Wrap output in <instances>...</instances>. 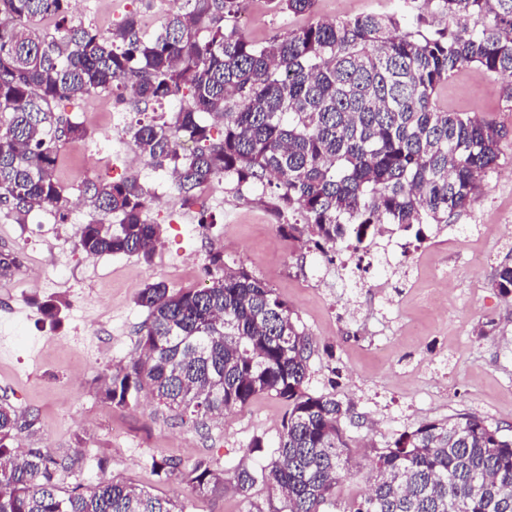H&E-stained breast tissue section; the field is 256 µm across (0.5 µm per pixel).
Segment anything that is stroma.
Instances as JSON below:
<instances>
[{"instance_id": "stroma-1", "label": "stroma", "mask_w": 512, "mask_h": 512, "mask_svg": "<svg viewBox=\"0 0 512 512\" xmlns=\"http://www.w3.org/2000/svg\"><path fill=\"white\" fill-rule=\"evenodd\" d=\"M169 7L168 0H87L74 18L104 30L137 10L150 31ZM400 7L401 0H316L314 16L342 20ZM298 23L275 13L270 0H248L239 28L264 43ZM510 87L512 77L471 66L436 94L438 105L508 131L480 193L448 220L446 233L458 236L457 247L439 251L428 241L408 248L405 257L373 264L361 278L285 239L259 203L269 188L228 179L187 206L167 172L143 161L126 165L131 127L169 119L174 103L140 112L106 93L59 103L57 112L81 122L88 136L64 145L57 179L73 197L90 181L137 180L150 199L145 219L159 225L160 239L147 259L92 257L76 246L88 210L60 224L44 211L21 220L0 205V255L17 259L10 274L0 276V400L38 418L33 430L19 433V444L78 458L84 484L124 481L184 504L185 512H248L250 502L272 497L271 487L259 485L244 500L233 487L234 468L273 455L288 411L283 399L261 394L198 423L175 417L146 392L138 405L124 408L103 395V376L140 353L148 311L137 305L138 291L153 281L173 292L204 286L208 256L216 250L227 264H244L268 283L308 333L309 390L335 394L352 408L350 461L336 487L339 512L363 497L375 449L402 431L465 413L512 427V295L492 286L496 266L512 251V183L499 178L512 167ZM117 110L124 121L115 128L109 116ZM203 212L213 225L200 226ZM443 272L444 284L438 280ZM48 299L64 303L59 322L40 310ZM490 321L494 330L481 335ZM257 437L266 443L260 455L249 448ZM162 457L185 465L208 459L224 475L223 494L199 497L157 476L152 462Z\"/></svg>"}]
</instances>
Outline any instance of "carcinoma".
I'll return each instance as SVG.
<instances>
[{"mask_svg":"<svg viewBox=\"0 0 512 512\" xmlns=\"http://www.w3.org/2000/svg\"><path fill=\"white\" fill-rule=\"evenodd\" d=\"M154 32L129 13L103 31L75 24L69 0H0V203L19 216L51 211L68 220L55 171L64 144L85 138L54 111L62 99L124 90L138 102L181 103L171 121L132 132L136 152L170 169L188 204L194 191L231 176L273 188L262 205L288 239L322 254L367 249L385 225L418 243L464 210L499 159L496 122L439 108L434 95L475 65L512 75V0H428L422 12L313 21L258 44L237 25L247 0H171ZM309 15L315 0H271ZM222 121L214 137V124ZM193 147L185 150L184 142ZM90 219L77 247L88 256H148L160 227L144 218L137 180L88 182ZM300 212L303 224L290 223ZM115 223H110V220ZM208 284L178 293L163 281L137 295L148 310L143 355L112 371L105 398L126 407L147 388L178 416L203 421L260 394L288 402L265 465L235 470L247 500L258 483L276 505L249 512H327L349 460L350 407L308 391L311 342L288 304L244 265L209 255ZM493 286L512 294V259ZM37 416L0 401V512H185L132 484L79 479L75 460L13 441ZM155 474L200 494L224 492V475L200 458L153 460ZM75 482L63 486L60 476ZM368 494L349 512H512V434L475 414L427 421L376 450Z\"/></svg>","mask_w":512,"mask_h":512,"instance_id":"obj_1","label":"carcinoma"}]
</instances>
